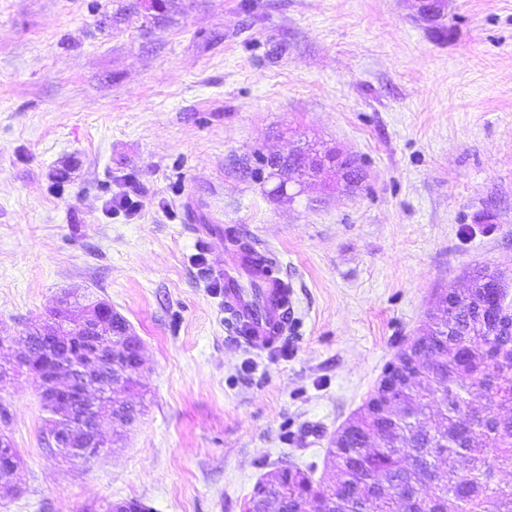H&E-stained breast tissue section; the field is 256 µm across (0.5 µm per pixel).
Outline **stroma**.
<instances>
[{
	"label": "stroma",
	"mask_w": 512,
	"mask_h": 512,
	"mask_svg": "<svg viewBox=\"0 0 512 512\" xmlns=\"http://www.w3.org/2000/svg\"><path fill=\"white\" fill-rule=\"evenodd\" d=\"M357 156L350 194L272 195L243 159ZM127 195L140 209H109ZM256 241L291 284L286 338L236 337L212 266ZM512 277V0H0V336L64 295L120 312L142 407L88 464L50 453L26 372L0 381L20 455L0 512H244L336 432L475 265Z\"/></svg>",
	"instance_id": "obj_1"
}]
</instances>
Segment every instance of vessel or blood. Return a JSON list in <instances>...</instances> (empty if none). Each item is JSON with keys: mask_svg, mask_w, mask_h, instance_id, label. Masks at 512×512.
Listing matches in <instances>:
<instances>
[{"mask_svg": "<svg viewBox=\"0 0 512 512\" xmlns=\"http://www.w3.org/2000/svg\"><path fill=\"white\" fill-rule=\"evenodd\" d=\"M211 275L224 287V308L235 331L251 346L266 348L280 342L291 316V289L281 278L267 276L257 265L244 263L240 255L214 265Z\"/></svg>", "mask_w": 512, "mask_h": 512, "instance_id": "vessel-or-blood-1", "label": "vessel or blood"}]
</instances>
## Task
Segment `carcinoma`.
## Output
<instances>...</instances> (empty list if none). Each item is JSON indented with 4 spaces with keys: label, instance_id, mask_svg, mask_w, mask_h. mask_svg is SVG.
Wrapping results in <instances>:
<instances>
[{
    "label": "carcinoma",
    "instance_id": "cac0c4a2",
    "mask_svg": "<svg viewBox=\"0 0 512 512\" xmlns=\"http://www.w3.org/2000/svg\"><path fill=\"white\" fill-rule=\"evenodd\" d=\"M469 287L452 290L451 306L428 313L417 342L425 370L407 368L408 391L395 410L365 414L329 449L337 478L316 485L303 471L282 469L268 497L282 512H512V327H498L512 305L504 274L474 267ZM106 313L104 335L121 338L123 317ZM65 334L90 337L55 308ZM0 462V487H11L13 462Z\"/></svg>",
    "mask_w": 512,
    "mask_h": 512
}]
</instances>
